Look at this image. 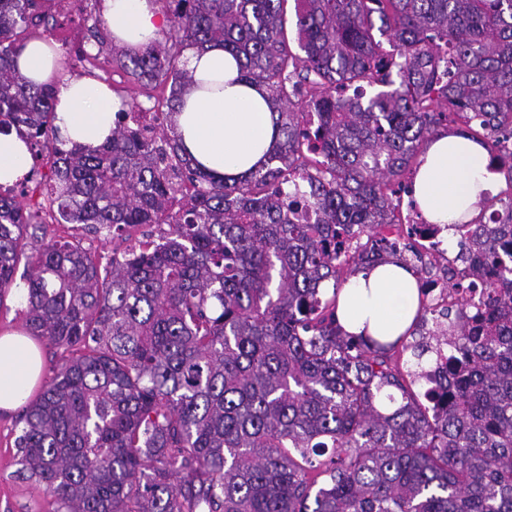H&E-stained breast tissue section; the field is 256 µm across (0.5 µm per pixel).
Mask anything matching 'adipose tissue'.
<instances>
[{"mask_svg":"<svg viewBox=\"0 0 512 512\" xmlns=\"http://www.w3.org/2000/svg\"><path fill=\"white\" fill-rule=\"evenodd\" d=\"M115 42L137 51L163 24L156 0H103ZM58 53L33 40L17 58L27 78L57 83L55 110L59 136L94 148L112 133L121 107L110 89L91 78L57 77ZM193 81L182 91L175 116L184 151L217 178L240 179L259 168L279 136L264 88L238 81V65L223 45L189 53ZM32 163L27 143L14 131L0 133V184L26 176ZM484 146L450 133L437 136L420 158L412 197L423 218L440 225L445 237L470 222L480 201L494 190ZM419 307L416 277L404 266L385 262L356 272L338 296L337 316L351 334L397 337L411 325ZM42 373L38 345L18 331L0 335V411L26 402Z\"/></svg>","mask_w":512,"mask_h":512,"instance_id":"obj_1","label":"adipose tissue"}]
</instances>
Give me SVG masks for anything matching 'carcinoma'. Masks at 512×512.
<instances>
[{"mask_svg":"<svg viewBox=\"0 0 512 512\" xmlns=\"http://www.w3.org/2000/svg\"><path fill=\"white\" fill-rule=\"evenodd\" d=\"M294 2L295 39L287 31ZM100 0H58L89 15ZM168 26L133 52L94 28L139 86L170 83L150 137L124 100L112 136L58 146L56 88L14 59L42 38L38 0H0V132L46 153L67 224L159 232L103 269L54 242L27 263L26 332L85 352L22 410V472L64 512H512V292L475 317L446 309L428 336H355L336 319L350 273L392 254L394 187L448 115L512 176V0H163ZM213 42L264 87L280 139L244 180H216L182 150L172 116L184 52ZM388 43L390 50L383 48ZM377 89L366 95L365 88ZM321 169L288 180L306 154ZM314 223H297L299 210ZM38 212L0 196V301ZM472 275L512 252V214L464 243ZM332 287V298L324 290ZM416 360L406 382L386 354ZM435 385L412 383L438 356Z\"/></svg>","mask_w":512,"mask_h":512,"instance_id":"1","label":"carcinoma"}]
</instances>
